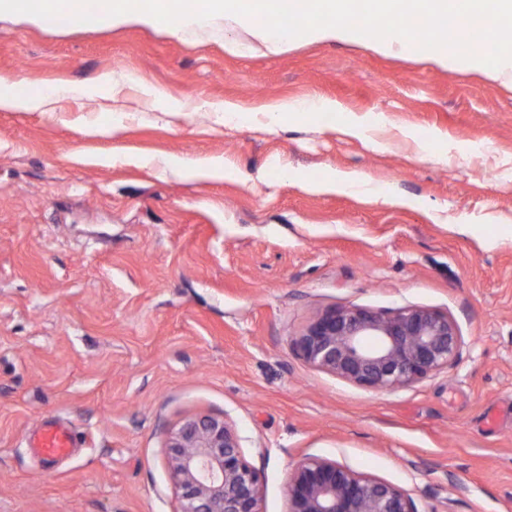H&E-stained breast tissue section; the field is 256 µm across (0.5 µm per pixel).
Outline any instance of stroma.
<instances>
[{
	"label": "stroma",
	"instance_id": "obj_1",
	"mask_svg": "<svg viewBox=\"0 0 512 512\" xmlns=\"http://www.w3.org/2000/svg\"><path fill=\"white\" fill-rule=\"evenodd\" d=\"M22 86L52 104L0 110V512H177L166 435L201 413L234 423L263 512L307 456L421 512H512V83L227 19L2 14L0 92ZM285 100L330 106L266 126ZM331 171L367 183L308 189ZM344 305L448 312L462 357L395 390L317 370L295 339ZM47 422L73 456L30 451Z\"/></svg>",
	"mask_w": 512,
	"mask_h": 512
}]
</instances>
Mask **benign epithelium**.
Here are the masks:
<instances>
[{
	"label": "benign epithelium",
	"mask_w": 512,
	"mask_h": 512,
	"mask_svg": "<svg viewBox=\"0 0 512 512\" xmlns=\"http://www.w3.org/2000/svg\"><path fill=\"white\" fill-rule=\"evenodd\" d=\"M306 363L353 384L397 389L458 363L462 336L447 313L405 306L331 307L296 339ZM178 512H262L257 469L227 416L196 415L167 435ZM287 512H421L402 489L330 459L309 456L289 475Z\"/></svg>",
	"instance_id": "7a95c632"
}]
</instances>
